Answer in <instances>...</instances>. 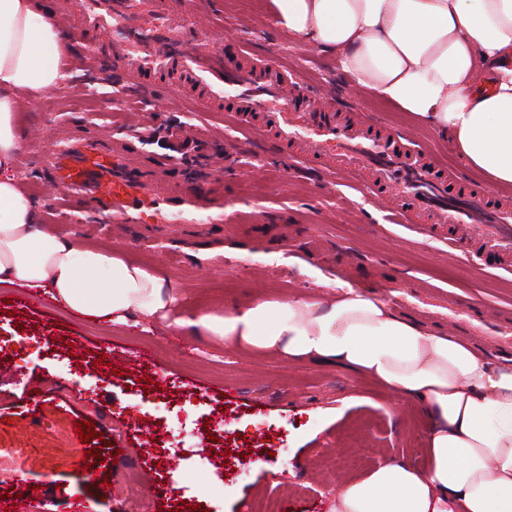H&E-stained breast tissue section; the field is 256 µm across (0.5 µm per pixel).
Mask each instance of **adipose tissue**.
Instances as JSON below:
<instances>
[{
    "instance_id": "adipose-tissue-1",
    "label": "adipose tissue",
    "mask_w": 512,
    "mask_h": 512,
    "mask_svg": "<svg viewBox=\"0 0 512 512\" xmlns=\"http://www.w3.org/2000/svg\"><path fill=\"white\" fill-rule=\"evenodd\" d=\"M279 31L335 57L353 88L448 137L495 189L512 187V0H266ZM71 46L38 0H0V286L49 296L111 326L159 322L216 348L337 364L427 418L425 464L344 481L334 512H512V369L340 282L330 301L265 296L193 307L156 267L42 224L13 172L24 104L60 86Z\"/></svg>"
}]
</instances>
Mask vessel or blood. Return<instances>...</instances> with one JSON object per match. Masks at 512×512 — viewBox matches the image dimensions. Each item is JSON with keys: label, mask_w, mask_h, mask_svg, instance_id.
<instances>
[{"label": "vessel or blood", "mask_w": 512, "mask_h": 512, "mask_svg": "<svg viewBox=\"0 0 512 512\" xmlns=\"http://www.w3.org/2000/svg\"><path fill=\"white\" fill-rule=\"evenodd\" d=\"M68 23L80 36L91 30L111 32L113 65L130 77L174 73L203 90L207 104L229 99L239 115L269 113L270 133L277 142L304 143L306 157L329 171L372 189H391L401 201L402 219L456 224L485 252L512 250L511 203L477 185L460 190L454 170L425 149H404L392 137L371 135L363 121L350 125L319 111L305 83L289 81L277 66L258 72L227 64L207 35L192 33L185 0H80ZM45 162L61 174L62 206L82 202L113 224L232 220L213 188L190 194L141 181L90 137L58 139Z\"/></svg>", "instance_id": "vessel-or-blood-1"}]
</instances>
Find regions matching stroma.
<instances>
[{
  "mask_svg": "<svg viewBox=\"0 0 512 512\" xmlns=\"http://www.w3.org/2000/svg\"><path fill=\"white\" fill-rule=\"evenodd\" d=\"M190 9L197 31L216 23L226 58L275 63L326 101L365 113L372 133L407 132L480 184L435 131L354 92L333 58L285 37L264 0H191ZM109 38H96L102 71L94 75L79 65L88 43L73 38L65 82L23 108L29 149L16 173L44 224L159 267L202 307L265 294L326 298L344 282L475 348L512 337V253L487 258L480 271L475 240L458 239L448 225L399 223L388 194L288 157L267 139L262 114L236 122L233 103L203 109L194 93L177 96L168 77L149 79L138 102L145 132L125 128L117 91L128 78L110 67ZM175 122L195 126L204 143L167 140ZM62 131L130 152L146 180L187 192L218 182L237 221L192 231L97 224L82 207L79 223L57 221L58 201L42 190L54 180L43 157ZM219 152L220 173L211 160ZM135 352L149 363H126ZM100 357L107 365L96 366ZM85 421L96 431L86 442L75 431ZM207 421L219 423L220 438L203 432ZM425 426L418 403L341 366L220 352L163 325L148 333L105 327L27 289H0V493L28 495L32 512H70L77 500L91 512H184L203 482L223 486L224 512H256L263 499L280 512H331L337 485L369 466L423 464ZM88 450L108 466L77 470L74 457Z\"/></svg>",
  "mask_w": 512,
  "mask_h": 512,
  "instance_id": "35a3bbf8",
  "label": "stroma"
}]
</instances>
